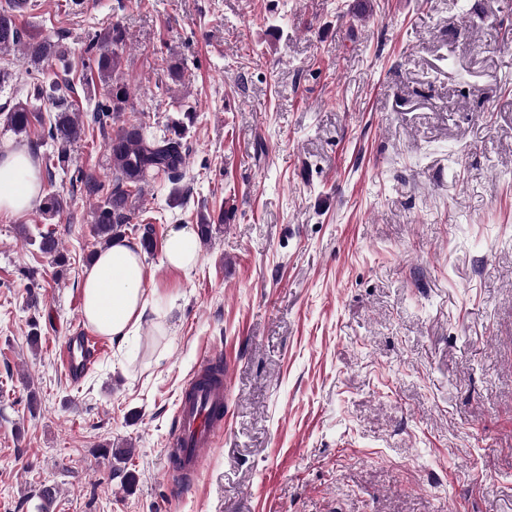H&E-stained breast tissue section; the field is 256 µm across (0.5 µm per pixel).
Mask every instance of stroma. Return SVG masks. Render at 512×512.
<instances>
[{"label": "stroma", "instance_id": "35a3bbf8", "mask_svg": "<svg viewBox=\"0 0 512 512\" xmlns=\"http://www.w3.org/2000/svg\"><path fill=\"white\" fill-rule=\"evenodd\" d=\"M355 2L36 0L18 16L63 36L44 76L69 82L82 121L104 93L84 46L115 22L119 122L195 119L185 177L136 199L166 324L80 381L56 350L84 321L97 201L75 177L111 187L105 136L43 180L62 214L0 218V512H34L43 483L51 512H512V0H368L358 19ZM30 68L0 55V103L29 97ZM204 216L219 228L200 265H164L169 225ZM48 230L65 266L36 244ZM214 350L224 432L179 494L165 440ZM105 445L132 455L117 466Z\"/></svg>", "mask_w": 512, "mask_h": 512}]
</instances>
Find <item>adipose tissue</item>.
I'll return each instance as SVG.
<instances>
[{"instance_id":"adipose-tissue-1","label":"adipose tissue","mask_w":512,"mask_h":512,"mask_svg":"<svg viewBox=\"0 0 512 512\" xmlns=\"http://www.w3.org/2000/svg\"><path fill=\"white\" fill-rule=\"evenodd\" d=\"M43 198L40 168L25 146L0 150V217H14L34 209ZM201 259L198 231L191 224L170 225L163 243L164 265L188 272ZM147 269L141 246L115 240L85 267L80 288L82 314L96 333L124 343L137 335L147 314L163 321L154 294L145 283Z\"/></svg>"}]
</instances>
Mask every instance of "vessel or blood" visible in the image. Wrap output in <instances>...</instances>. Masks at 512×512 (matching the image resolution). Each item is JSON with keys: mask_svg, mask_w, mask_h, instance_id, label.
<instances>
[{"mask_svg": "<svg viewBox=\"0 0 512 512\" xmlns=\"http://www.w3.org/2000/svg\"><path fill=\"white\" fill-rule=\"evenodd\" d=\"M107 349L105 341L84 327H77L59 346V362L71 379L87 374ZM217 354L204 356L182 388L175 421L166 441L170 469L194 475L211 454L216 434L224 427L228 382L213 375Z\"/></svg>", "mask_w": 512, "mask_h": 512, "instance_id": "obj_1", "label": "vessel or blood"}]
</instances>
